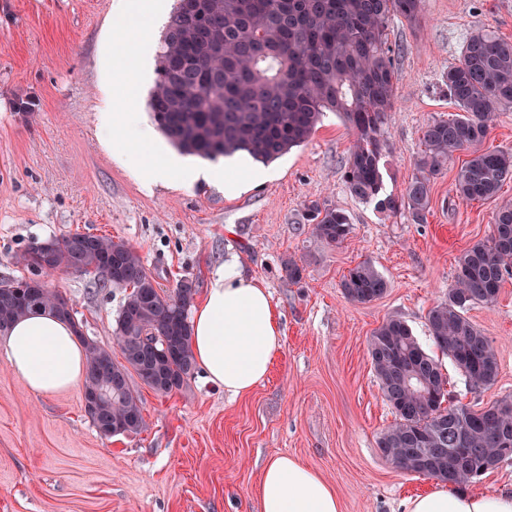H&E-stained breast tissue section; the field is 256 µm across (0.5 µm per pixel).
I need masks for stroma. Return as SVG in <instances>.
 I'll return each instance as SVG.
<instances>
[{
	"label": "stroma",
	"mask_w": 512,
	"mask_h": 512,
	"mask_svg": "<svg viewBox=\"0 0 512 512\" xmlns=\"http://www.w3.org/2000/svg\"><path fill=\"white\" fill-rule=\"evenodd\" d=\"M124 0H0V279L28 276L15 255L34 240L79 231L133 245L162 285L206 290L228 257L271 293L284 334L266 379L233 398L196 375L160 395L141 387L144 432L101 437L81 391L37 396L0 353V512H260L261 468L278 454L296 457L337 490L342 512H404L405 502L440 488L381 457L377 440L394 414L368 355L388 317L402 318L424 348L430 307L448 296L456 259L488 239L496 212L512 205V178L491 200L463 202L456 154L432 183L423 223L388 215L352 197L343 179L352 135L327 114L310 141L226 194L222 185L180 179L145 188L142 173L118 158L98 123L113 29ZM484 28L512 40V0H424L419 26L401 18L388 42L400 78L383 160L384 192L401 195L416 172L421 129L456 116L442 76L466 39ZM32 104L30 114L19 102ZM347 211L343 243L316 241L304 206ZM305 267L300 283L280 261ZM371 261L388 283L368 304L348 302L341 282ZM69 298L86 336L112 343L120 288L60 271L48 279ZM498 361L489 387L469 388L450 359L442 369L456 400L474 407L512 399V278L496 302L468 312Z\"/></svg>",
	"instance_id": "stroma-1"
}]
</instances>
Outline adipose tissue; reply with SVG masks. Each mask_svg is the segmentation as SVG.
<instances>
[{
	"label": "adipose tissue",
	"mask_w": 512,
	"mask_h": 512,
	"mask_svg": "<svg viewBox=\"0 0 512 512\" xmlns=\"http://www.w3.org/2000/svg\"><path fill=\"white\" fill-rule=\"evenodd\" d=\"M127 9L130 21L116 32L124 52L113 57L112 70L122 74L134 92L147 76L144 42L163 16L164 6L162 0H129ZM98 120L115 132L116 150L126 161L147 166L148 181L176 175L190 183L203 177L234 193L251 176L240 156L222 166H201L162 154L153 129L138 113L108 109L100 112ZM282 344L283 331L267 288L243 275L236 258H227L192 317V348L208 382L232 397L250 393L265 380ZM0 352L33 394L50 396L83 384L84 348L70 324L53 312L18 320L0 340ZM256 495L260 512H341L335 488L289 455L265 463ZM405 512H512V493L440 488L409 499Z\"/></svg>",
	"instance_id": "obj_1"
}]
</instances>
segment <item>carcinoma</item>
<instances>
[{"label":"carcinoma","instance_id":"cac0c4a2","mask_svg":"<svg viewBox=\"0 0 512 512\" xmlns=\"http://www.w3.org/2000/svg\"><path fill=\"white\" fill-rule=\"evenodd\" d=\"M423 0H177L162 35L155 87L148 102L157 129L180 153L216 161L238 152L269 163L307 143L328 112L338 114L353 136L342 178L349 192L390 214L420 224L430 207L431 182L461 151L470 158L455 178L465 202L497 196L512 177V153L482 151L497 113L512 109V42L488 29L467 40L459 63L444 83L461 114L434 119L422 129L417 174L399 197H381L380 162L389 151L387 126L399 77L388 44L394 18L417 24ZM316 240L342 243L352 232L349 215L336 206L306 204ZM47 265L38 262L40 241L31 242L15 263L35 272L9 280L0 295V335L41 308L63 299L35 277L74 270L99 278L105 257L120 269L112 286L124 289L115 316L112 350L78 336L86 355L83 400L106 398L86 411L104 438L141 434L147 427L133 378L155 393L181 390L197 373L189 311L197 288L184 279L165 290L128 242L71 232L45 240ZM291 284L304 266L282 260ZM512 276V206L498 210L493 233L463 251L448 298L427 312L432 345L448 356L470 388L492 385L498 362L491 343L467 316L476 304L497 300ZM345 298L366 304L382 297L387 281L369 261L348 271ZM368 354L395 422L377 440L382 457L409 473L457 485L468 484L512 459V400L475 409L450 403L441 364L408 324L387 318L369 339ZM414 451L431 459L418 469Z\"/></svg>","mask_w":512,"mask_h":512}]
</instances>
